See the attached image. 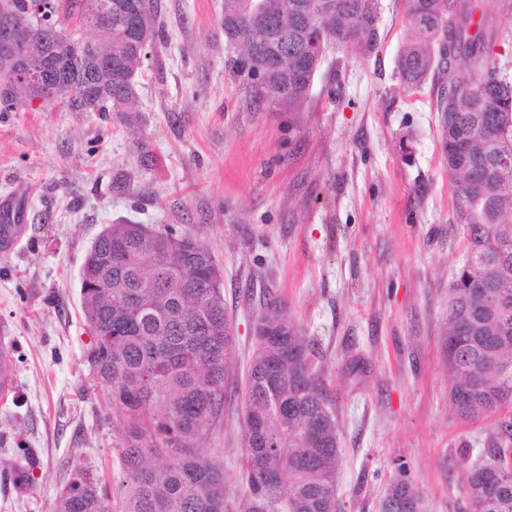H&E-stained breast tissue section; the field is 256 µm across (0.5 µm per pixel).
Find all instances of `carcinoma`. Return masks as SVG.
I'll use <instances>...</instances> for the list:
<instances>
[{
    "label": "carcinoma",
    "mask_w": 512,
    "mask_h": 512,
    "mask_svg": "<svg viewBox=\"0 0 512 512\" xmlns=\"http://www.w3.org/2000/svg\"><path fill=\"white\" fill-rule=\"evenodd\" d=\"M46 20L65 24L98 7L95 46L75 53L61 38L12 47L28 72L46 76L55 99L73 112H131L137 67L157 34L152 3L142 6L140 33L122 0H50ZM252 0H224V36L244 44L231 60L259 99L299 112L309 102L323 58L333 47L377 49L379 0H325L326 28L302 18L312 0H270L267 25L251 20ZM408 34L399 58L402 82L418 89L442 80L434 109L448 174L455 183L466 258L448 290L443 347L451 402L464 420L512 402V81L492 58L499 31L477 0H405ZM41 97L17 81L0 94V112ZM0 224V254L22 233ZM88 328L98 331L85 359L127 419L117 448L120 503L97 471L75 467L55 512H336L340 438L336 403L312 363L311 341L271 296L258 316L268 336L255 337L244 390L246 460L243 492L226 490L224 469L200 441L224 406L236 336L224 305V275L211 254L176 231L145 238L138 224H112L91 246L80 282ZM489 461L469 474L468 512H512V415L497 421ZM419 497L394 480L383 512H417Z\"/></svg>",
    "instance_id": "cac0c4a2"
}]
</instances>
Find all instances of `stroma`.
<instances>
[{"label":"stroma","mask_w":512,"mask_h":512,"mask_svg":"<svg viewBox=\"0 0 512 512\" xmlns=\"http://www.w3.org/2000/svg\"><path fill=\"white\" fill-rule=\"evenodd\" d=\"M158 34L134 112L23 107L0 114V200L25 230L0 256V336L12 386L0 393V458L35 451L18 492L0 469V512H54L70 471L119 481L126 422L85 360L80 270L111 224L191 234L224 272L246 375L267 292L315 343L336 403L341 512H381L406 478L421 512H464L471 470L489 459L494 417L450 401L443 338L464 252L442 155L435 82L411 90L397 55L402 0H381L378 47L323 62L307 107H269L230 61L224 0H153ZM500 75L512 80V0L491 5ZM230 490L245 460L242 397L228 389L203 439Z\"/></svg>","instance_id":"35a3bbf8"}]
</instances>
